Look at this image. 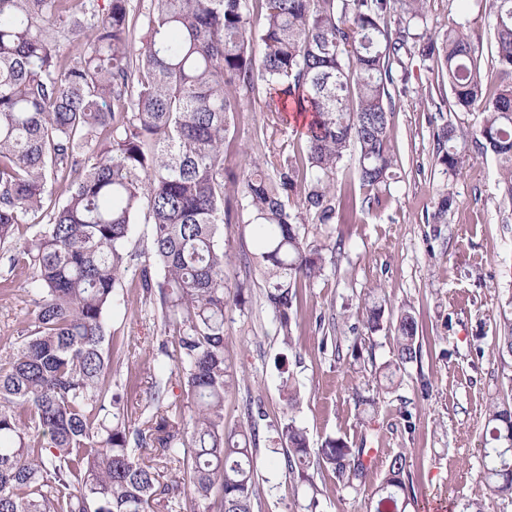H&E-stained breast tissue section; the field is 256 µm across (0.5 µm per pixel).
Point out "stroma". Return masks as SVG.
Masks as SVG:
<instances>
[{"instance_id":"35a3bbf8","label":"stroma","mask_w":512,"mask_h":512,"mask_svg":"<svg viewBox=\"0 0 512 512\" xmlns=\"http://www.w3.org/2000/svg\"><path fill=\"white\" fill-rule=\"evenodd\" d=\"M428 27L441 34L463 29L477 54L488 57L491 18L484 0H429ZM410 93L391 99L390 146L397 178L382 205L342 225L344 249L336 265L299 289L292 311V345H284L261 289L246 309L229 308L224 329L238 381L224 394V424L247 422L261 410L255 451L254 512H369L391 459L407 458L415 497L405 512H423L425 500L445 512L482 502L484 512H512V498L494 495L482 477L486 405L512 403V357L494 349L504 320H512V203L504 202L493 154L469 150L457 172L434 164L433 132L441 118L422 100L442 82L420 57L409 61ZM266 94L256 91L248 111L236 114L226 163L261 157L269 148L295 153L292 125L267 128ZM449 190L457 207L444 224L430 223L437 194ZM137 281L126 274L107 315L113 345L123 347L117 380L131 385L128 414L141 424L145 398L158 369L149 352L161 335L156 310L140 303ZM390 313L412 310L422 336V356L407 364L390 392L376 388V371L393 356V333L368 334L357 315L371 289ZM25 290L0 293V361L33 320ZM290 375L298 403L287 408L281 391ZM292 417L307 431L311 449L327 439L372 448L364 483L350 487L332 471L313 473L317 493L298 483L284 464L276 429ZM316 510H309L310 498Z\"/></svg>"}]
</instances>
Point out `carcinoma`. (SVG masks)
<instances>
[{
    "label": "carcinoma",
    "instance_id": "carcinoma-1",
    "mask_svg": "<svg viewBox=\"0 0 512 512\" xmlns=\"http://www.w3.org/2000/svg\"><path fill=\"white\" fill-rule=\"evenodd\" d=\"M428 0H0V246L23 224L39 226L10 270L32 269L33 328L0 364V512H253L256 424L224 426V391L235 380L225 313L243 310L248 280L231 281L222 228L248 216L263 298L292 346L297 288L336 261L335 225L382 201L396 160L389 87L406 88L408 43L445 74L455 112H479L474 132L436 128V165L456 170L474 147L500 166L512 202V0H489L494 20L489 81L468 37L428 33ZM264 25L252 31L251 16ZM141 46L130 39L134 19ZM271 125L288 109L312 113L301 152L273 149L238 172L225 165L234 114L258 87ZM356 151L361 204L338 186V164ZM299 194L295 207L289 201ZM457 200L439 193L432 223ZM152 225L150 242L132 227ZM320 224L329 243L305 239ZM134 271L140 302L161 311L154 361H173L152 383L143 426L131 427L127 386L112 385L106 318L117 286ZM362 322L383 327L385 300L365 298ZM392 360L375 376L387 391L421 357L418 324L389 321ZM512 357V322L497 336ZM185 400L163 404L170 378ZM512 406L486 408L483 460L492 492L512 497ZM285 466L308 484L311 468L348 485L366 475L368 449L340 438L312 453L292 417L277 430ZM158 446L174 465L175 492L160 485L136 448ZM406 456L389 465L374 512H404Z\"/></svg>",
    "mask_w": 512,
    "mask_h": 512
}]
</instances>
